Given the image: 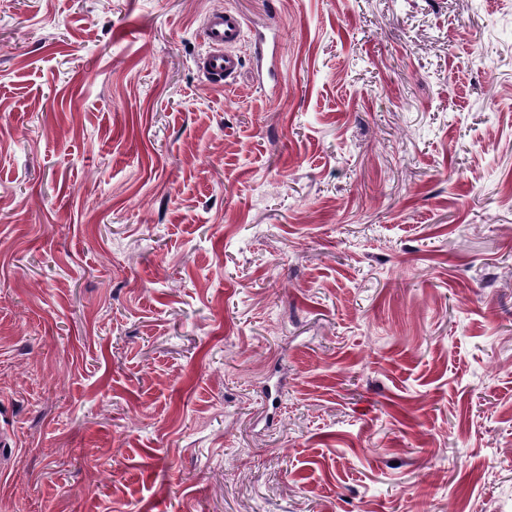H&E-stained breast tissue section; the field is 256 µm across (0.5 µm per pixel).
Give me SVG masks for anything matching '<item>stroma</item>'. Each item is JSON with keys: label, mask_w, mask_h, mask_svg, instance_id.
<instances>
[{"label": "stroma", "mask_w": 512, "mask_h": 512, "mask_svg": "<svg viewBox=\"0 0 512 512\" xmlns=\"http://www.w3.org/2000/svg\"><path fill=\"white\" fill-rule=\"evenodd\" d=\"M1 431L0 512H512V0H0ZM205 50L197 61L201 75L217 86L233 83L242 68L238 47L244 40V17L227 9L210 12L202 26Z\"/></svg>", "instance_id": "stroma-1"}]
</instances>
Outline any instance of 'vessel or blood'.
I'll return each instance as SVG.
<instances>
[{
  "label": "vessel or blood",
  "mask_w": 512,
  "mask_h": 512,
  "mask_svg": "<svg viewBox=\"0 0 512 512\" xmlns=\"http://www.w3.org/2000/svg\"><path fill=\"white\" fill-rule=\"evenodd\" d=\"M205 50L197 65L201 75L215 85L233 83L242 68L238 47L244 39V17L227 9L210 12L203 23Z\"/></svg>",
  "instance_id": "obj_1"
}]
</instances>
